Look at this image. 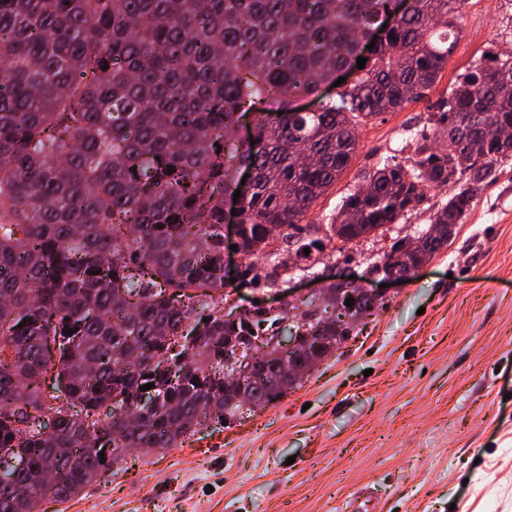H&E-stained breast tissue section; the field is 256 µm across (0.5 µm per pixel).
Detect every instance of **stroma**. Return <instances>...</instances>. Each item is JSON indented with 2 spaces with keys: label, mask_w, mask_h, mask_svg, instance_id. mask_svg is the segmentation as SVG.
<instances>
[{
  "label": "stroma",
  "mask_w": 512,
  "mask_h": 512,
  "mask_svg": "<svg viewBox=\"0 0 512 512\" xmlns=\"http://www.w3.org/2000/svg\"><path fill=\"white\" fill-rule=\"evenodd\" d=\"M453 54L430 94L451 91L485 51L512 54V0H466ZM429 101L362 125L350 168L311 206L327 224L361 173L428 123ZM367 240L243 304L281 306L350 278L382 302L278 403L175 448L134 449L41 512H512V160L487 184L448 249L401 284L364 271Z\"/></svg>",
  "instance_id": "1"
}]
</instances>
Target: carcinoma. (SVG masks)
Returning <instances> with one entry per match:
<instances>
[{"label": "carcinoma", "instance_id": "1", "mask_svg": "<svg viewBox=\"0 0 512 512\" xmlns=\"http://www.w3.org/2000/svg\"><path fill=\"white\" fill-rule=\"evenodd\" d=\"M0 0V512H40L122 461L172 448L239 414L224 360L285 313L226 319V289L282 287L292 253L309 271L334 239H378L433 187L455 185L412 238L433 257L479 190L512 158V60L491 53L432 104L412 155L365 172L326 234L302 224L350 167L358 128L425 100L452 53L464 0ZM365 68L315 114L290 99ZM109 68H104V65ZM281 115L263 118L273 97ZM262 114L260 152L234 141L238 113ZM240 199L245 249L284 229L262 266L224 272V194ZM310 249L304 254V249ZM377 305L353 283L332 284ZM304 336L336 340L304 303ZM208 321H203V318ZM73 330L71 335L63 333ZM254 399L300 382L259 347ZM154 384L142 391L140 387ZM55 416L46 431L43 418Z\"/></svg>", "mask_w": 512, "mask_h": 512}]
</instances>
